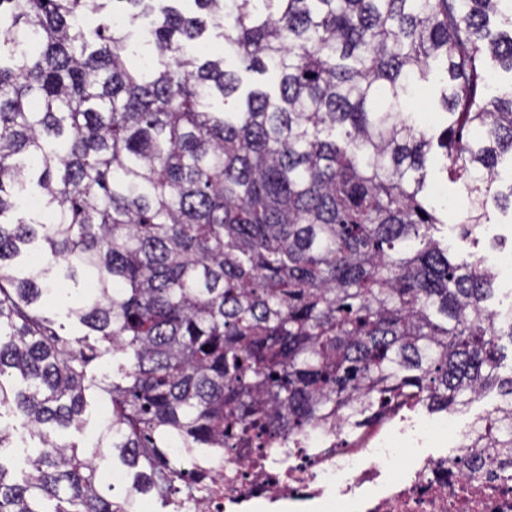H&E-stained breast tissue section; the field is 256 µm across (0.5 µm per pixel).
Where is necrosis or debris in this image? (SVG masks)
Instances as JSON below:
<instances>
[{"label": "necrosis or debris", "mask_w": 512, "mask_h": 512, "mask_svg": "<svg viewBox=\"0 0 512 512\" xmlns=\"http://www.w3.org/2000/svg\"><path fill=\"white\" fill-rule=\"evenodd\" d=\"M409 405L400 398L359 439H311L292 449L284 469L229 452L219 466L193 460L180 474L192 494L174 512H252L260 504L268 512H512V448L486 447L476 424L458 427L451 413L428 435L454 436L455 447H409Z\"/></svg>", "instance_id": "necrosis-or-debris-1"}]
</instances>
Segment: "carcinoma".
<instances>
[{
	"label": "carcinoma",
	"mask_w": 512,
	"mask_h": 512,
	"mask_svg": "<svg viewBox=\"0 0 512 512\" xmlns=\"http://www.w3.org/2000/svg\"><path fill=\"white\" fill-rule=\"evenodd\" d=\"M110 2L0 0V512H134L185 455L286 456L399 396L512 401L497 271L426 197L436 143L482 174L461 239L512 208V0ZM210 26L244 74L187 51ZM435 69L436 139L402 111Z\"/></svg>",
	"instance_id": "obj_1"
}]
</instances>
